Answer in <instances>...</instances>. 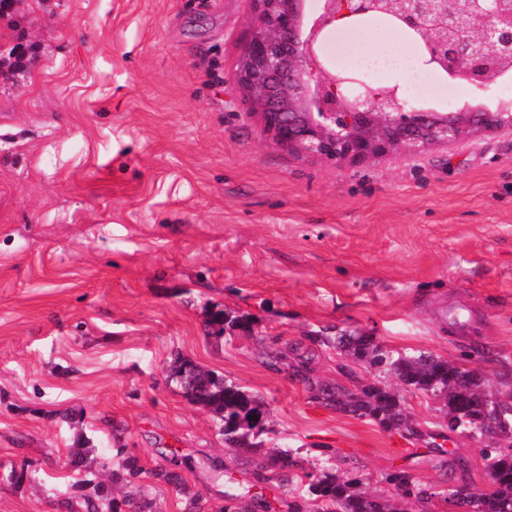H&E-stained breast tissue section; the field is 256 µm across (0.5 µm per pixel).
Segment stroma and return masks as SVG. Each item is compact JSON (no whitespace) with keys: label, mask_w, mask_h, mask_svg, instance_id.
<instances>
[{"label":"stroma","mask_w":512,"mask_h":512,"mask_svg":"<svg viewBox=\"0 0 512 512\" xmlns=\"http://www.w3.org/2000/svg\"><path fill=\"white\" fill-rule=\"evenodd\" d=\"M253 11L19 0L0 19V47L22 51L0 63V512H60L59 495L74 512L109 495L184 512L155 476L170 468L208 512L235 487L290 512L295 492L261 466L276 445L385 496L396 470L436 492L489 487L433 397L403 390L413 436L305 380L378 382L320 341L345 330L512 395V129L360 164L279 146L236 79ZM452 309L475 330L452 329ZM220 311L250 332L213 337ZM178 359L263 401L259 451L226 449L169 382ZM120 448L143 468L130 489L112 481Z\"/></svg>","instance_id":"stroma-1"}]
</instances>
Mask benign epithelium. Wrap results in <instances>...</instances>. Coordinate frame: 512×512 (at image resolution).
Here are the masks:
<instances>
[{
    "mask_svg": "<svg viewBox=\"0 0 512 512\" xmlns=\"http://www.w3.org/2000/svg\"><path fill=\"white\" fill-rule=\"evenodd\" d=\"M254 3L237 81L279 145L363 163L398 147L417 153L512 129L511 104L431 112L405 100L396 84L375 87L333 70L320 51L329 27L384 18L413 37L423 66L483 87L488 51L512 55V0H323L306 35L303 0Z\"/></svg>",
    "mask_w": 512,
    "mask_h": 512,
    "instance_id": "1",
    "label": "benign epithelium"
}]
</instances>
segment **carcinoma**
<instances>
[{"instance_id": "1", "label": "carcinoma", "mask_w": 512, "mask_h": 512, "mask_svg": "<svg viewBox=\"0 0 512 512\" xmlns=\"http://www.w3.org/2000/svg\"><path fill=\"white\" fill-rule=\"evenodd\" d=\"M320 341L341 354L367 365L380 376L393 377L444 403L447 417L455 422L459 434L482 445L480 454L487 461L492 490L468 494L469 512H512V407L483 388L482 379L461 372L446 360L432 354L404 358L376 344L373 337L341 331L322 336ZM168 381L184 392H194L200 403L213 413L228 449L252 451V439L263 403L237 384L215 372H203L189 360H177L169 370ZM315 396L337 409L358 417H370L391 429H410L413 422L402 404L398 390L388 385H368L357 392L317 382L309 384ZM298 450L275 448L271 461L282 469L298 466ZM123 473L116 480L132 485L142 469L132 456L123 459ZM307 488L300 495L317 504L314 512H405L404 499L430 500L440 497L431 489L419 486L406 472L385 475L396 497L388 500L366 489L364 479L341 476L335 463L327 460L314 473H306Z\"/></svg>"}]
</instances>
